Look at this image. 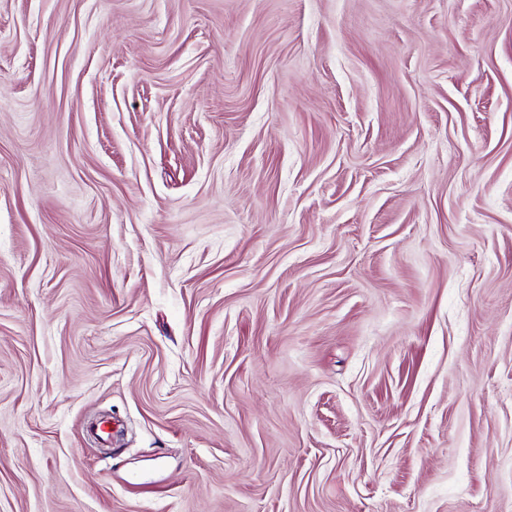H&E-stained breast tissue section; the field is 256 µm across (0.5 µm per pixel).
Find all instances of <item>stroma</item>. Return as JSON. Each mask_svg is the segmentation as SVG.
<instances>
[{
	"label": "stroma",
	"instance_id": "stroma-1",
	"mask_svg": "<svg viewBox=\"0 0 512 512\" xmlns=\"http://www.w3.org/2000/svg\"><path fill=\"white\" fill-rule=\"evenodd\" d=\"M0 512H512V0H0Z\"/></svg>",
	"mask_w": 512,
	"mask_h": 512
}]
</instances>
